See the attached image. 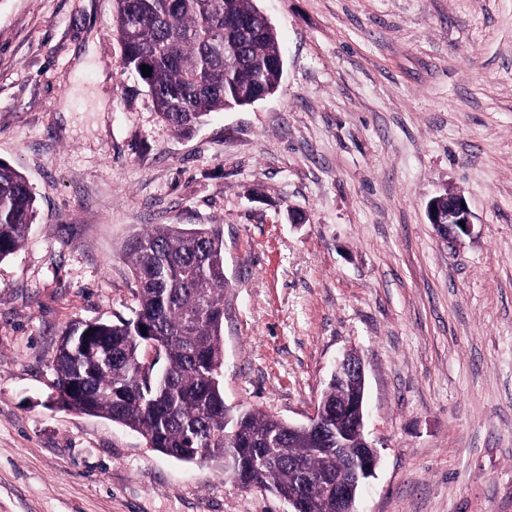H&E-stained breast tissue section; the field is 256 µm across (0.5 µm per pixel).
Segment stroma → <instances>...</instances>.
I'll use <instances>...</instances> for the list:
<instances>
[{
    "instance_id": "stroma-1",
    "label": "stroma",
    "mask_w": 512,
    "mask_h": 512,
    "mask_svg": "<svg viewBox=\"0 0 512 512\" xmlns=\"http://www.w3.org/2000/svg\"><path fill=\"white\" fill-rule=\"evenodd\" d=\"M254 4L278 91L186 137L122 72L110 0H0V161L38 207L0 261V512H288L52 402L69 327L133 317L149 224L224 227L227 406L307 423L359 353L357 512H512V0ZM446 192L456 242L427 220ZM465 204V207H462ZM435 207V210H432ZM427 217L435 231L446 241L468 235L472 229L471 212L465 200L457 194L448 193L432 199L427 206ZM463 221L465 228L459 225Z\"/></svg>"
}]
</instances>
